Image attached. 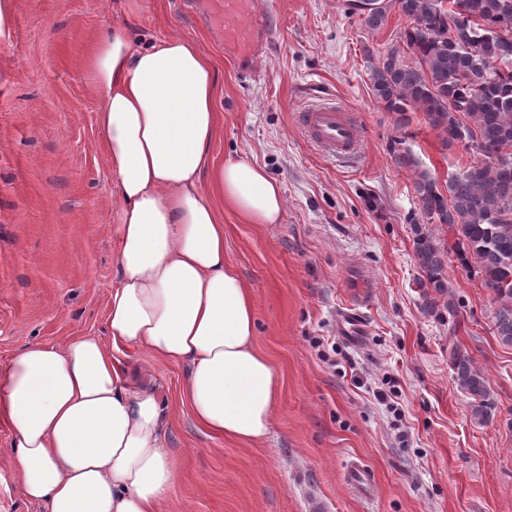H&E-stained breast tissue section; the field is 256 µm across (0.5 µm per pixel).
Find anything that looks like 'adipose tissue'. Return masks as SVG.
Instances as JSON below:
<instances>
[{"label": "adipose tissue", "mask_w": 512, "mask_h": 512, "mask_svg": "<svg viewBox=\"0 0 512 512\" xmlns=\"http://www.w3.org/2000/svg\"><path fill=\"white\" fill-rule=\"evenodd\" d=\"M91 78L103 95L97 124L118 199L120 276L107 299V335L14 355L0 370V421L25 496L46 512H159L176 474L166 418L113 349L142 347L156 361L185 364L183 395L200 425L266 439L276 373L255 346V303L224 257L212 199L251 224L280 223L284 199L249 161L210 169L218 76L192 41L138 45L109 27Z\"/></svg>", "instance_id": "ef3b65f1"}]
</instances>
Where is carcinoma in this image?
<instances>
[{
    "label": "carcinoma",
    "instance_id": "1",
    "mask_svg": "<svg viewBox=\"0 0 512 512\" xmlns=\"http://www.w3.org/2000/svg\"><path fill=\"white\" fill-rule=\"evenodd\" d=\"M443 2L395 0L409 26L401 45L376 63L368 59L371 90L397 114L398 129L409 126L407 113L419 111L443 147L467 141L476 149L477 160L448 178L445 193L402 141L391 153L398 167L416 174L422 221L410 228L427 310H454L452 252L496 293L494 334L512 346V0H453L452 9ZM429 224L454 229L456 241L440 245ZM450 365L457 386L471 398L473 418L489 420L494 402L484 373L458 348Z\"/></svg>",
    "mask_w": 512,
    "mask_h": 512
}]
</instances>
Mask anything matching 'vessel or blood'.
Wrapping results in <instances>:
<instances>
[{"label":"vessel or blood","instance_id":"obj_1","mask_svg":"<svg viewBox=\"0 0 512 512\" xmlns=\"http://www.w3.org/2000/svg\"><path fill=\"white\" fill-rule=\"evenodd\" d=\"M224 17V52L239 75L253 74L255 58L273 44L275 19L271 0H211ZM306 136L327 156L347 160L361 149L358 123L349 110L336 105H312L297 115ZM348 484L362 495L374 493L373 469L353 461L346 467Z\"/></svg>","mask_w":512,"mask_h":512}]
</instances>
